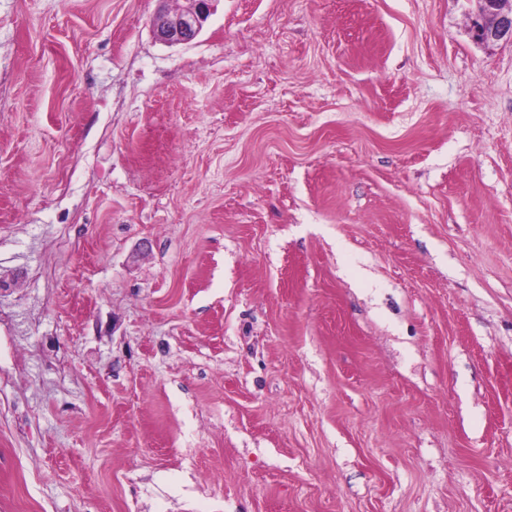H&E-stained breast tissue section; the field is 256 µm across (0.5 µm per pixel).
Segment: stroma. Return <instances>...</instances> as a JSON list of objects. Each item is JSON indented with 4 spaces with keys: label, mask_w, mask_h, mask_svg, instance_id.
<instances>
[{
    "label": "stroma",
    "mask_w": 512,
    "mask_h": 512,
    "mask_svg": "<svg viewBox=\"0 0 512 512\" xmlns=\"http://www.w3.org/2000/svg\"><path fill=\"white\" fill-rule=\"evenodd\" d=\"M158 7L0 0V512H512V43ZM187 5L171 13L160 8L152 18V28L157 40L165 44L189 43L200 33L210 16L216 0H183Z\"/></svg>",
    "instance_id": "35a3bbf8"
}]
</instances>
